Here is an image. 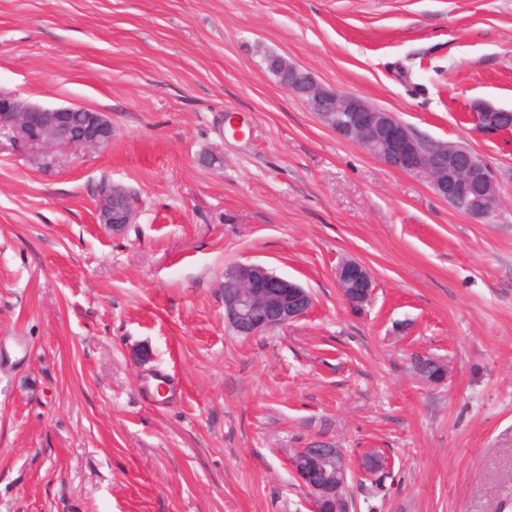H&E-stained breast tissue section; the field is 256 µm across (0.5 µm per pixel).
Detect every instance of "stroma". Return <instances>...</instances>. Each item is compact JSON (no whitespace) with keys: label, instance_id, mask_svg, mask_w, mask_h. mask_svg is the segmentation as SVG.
<instances>
[{"label":"stroma","instance_id":"obj_1","mask_svg":"<svg viewBox=\"0 0 512 512\" xmlns=\"http://www.w3.org/2000/svg\"><path fill=\"white\" fill-rule=\"evenodd\" d=\"M269 51L468 147L495 212L324 126ZM0 90L112 122L97 151L0 145V512H311L290 460L315 440L350 512H512V131L470 121L512 109V0H0ZM104 180L139 196L118 233ZM345 259L374 278L360 311ZM247 261L311 311L237 335ZM471 120L482 135L493 137L512 129V110L496 108L488 103L477 102L471 109ZM124 190L122 185H112V197H99L97 201V210L101 224L112 226L113 232L121 231L127 224H133L136 216V206H123L118 203L120 190ZM336 281L347 305L360 309L368 304L374 293V280L370 270L360 262L350 259L336 268Z\"/></svg>","mask_w":512,"mask_h":512}]
</instances>
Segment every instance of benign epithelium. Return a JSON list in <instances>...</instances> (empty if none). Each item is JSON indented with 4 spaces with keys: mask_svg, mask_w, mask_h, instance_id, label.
<instances>
[{
    "mask_svg": "<svg viewBox=\"0 0 512 512\" xmlns=\"http://www.w3.org/2000/svg\"><path fill=\"white\" fill-rule=\"evenodd\" d=\"M286 89L299 95L321 121L341 137L378 157L388 167L417 173L429 179L438 196L472 217L485 218L496 209L495 174L469 151L451 148L424 149L418 137L393 113L372 106L358 95L341 93L318 82L308 70L288 64ZM471 120L482 135L493 137L512 129V110L477 102ZM0 135L21 142L38 155H52L61 148L96 150L112 141V122L102 112L75 106L44 107L16 95L0 92ZM123 186L112 185V196L100 197V223L118 232L134 222L136 206L118 203ZM224 318L242 336L286 326L305 317L313 305L311 294L297 282L259 263L239 262L226 274ZM336 281L347 305L360 309L374 293L370 270L350 259L336 268ZM413 372L445 368L433 357L416 353ZM341 449L331 441H315L298 449L292 469L307 490L314 512L319 505L341 498L348 472L336 470Z\"/></svg>",
    "mask_w": 512,
    "mask_h": 512,
    "instance_id": "obj_1",
    "label": "benign epithelium"
}]
</instances>
